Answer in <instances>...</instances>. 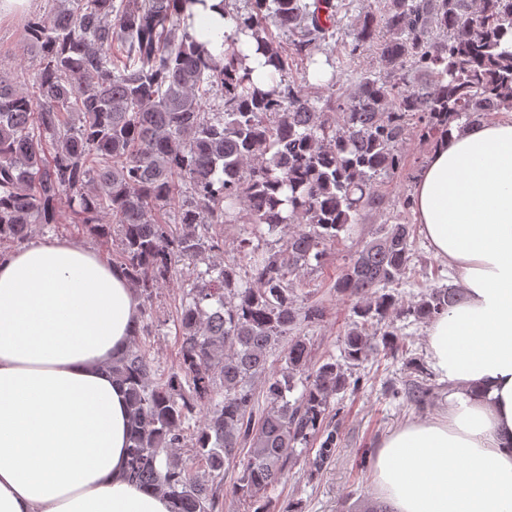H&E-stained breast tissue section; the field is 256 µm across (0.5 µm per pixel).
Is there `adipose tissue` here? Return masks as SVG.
Segmentation results:
<instances>
[{"label":"adipose tissue","mask_w":512,"mask_h":512,"mask_svg":"<svg viewBox=\"0 0 512 512\" xmlns=\"http://www.w3.org/2000/svg\"><path fill=\"white\" fill-rule=\"evenodd\" d=\"M463 301L427 330L454 392L379 444L390 512H512V119L452 127L412 191ZM139 301L92 249L41 241L0 258V512H170L125 477L123 389L103 367Z\"/></svg>","instance_id":"obj_1"}]
</instances>
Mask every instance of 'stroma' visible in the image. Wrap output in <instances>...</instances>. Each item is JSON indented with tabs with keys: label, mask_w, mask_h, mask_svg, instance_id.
Segmentation results:
<instances>
[{
	"label": "stroma",
	"mask_w": 512,
	"mask_h": 512,
	"mask_svg": "<svg viewBox=\"0 0 512 512\" xmlns=\"http://www.w3.org/2000/svg\"><path fill=\"white\" fill-rule=\"evenodd\" d=\"M53 7L54 0H32L24 12L0 14L1 78L18 86L24 85L36 65L24 25L32 17L47 14ZM399 152L404 163L403 171L378 183L385 200L383 209L366 212L362 223L354 226L349 237L332 247L322 268L300 272L296 280L295 295L299 304L319 303L326 311L322 322L301 329L302 336L311 344L314 360L339 354L340 340L351 316L349 301L334 288L339 270L348 256L369 239L378 224L391 219L399 198L412 192L413 183L407 175L421 172L430 148L410 136L400 143ZM32 239L89 246L107 262L115 264L119 261L117 246L100 241L78 224H61L46 233L37 230ZM413 253L414 282L398 289L404 300L416 296L422 284H451L447 266L435 257L422 233L414 235ZM191 276V268H179L173 279L156 291L152 332L140 339L162 375L175 371L179 365L177 317L183 295L182 284ZM409 373L410 368L401 357H372L353 368L352 374L359 377L360 384L357 391L347 393L338 402L340 412L334 422L340 432L341 446L336 451L335 460L317 473L309 472L304 461H297L273 493L271 512H282L289 505L295 506L296 512H365L375 503L373 469L360 467V454L366 448L377 449L380 441L394 428L416 418L415 410L386 394L388 387L401 386Z\"/></svg>",
	"instance_id": "stroma-1"
}]
</instances>
